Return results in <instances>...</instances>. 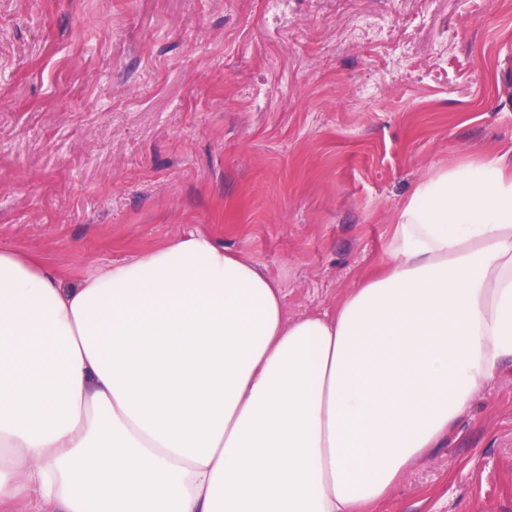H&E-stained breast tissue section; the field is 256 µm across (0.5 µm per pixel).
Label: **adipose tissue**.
<instances>
[{
	"label": "adipose tissue",
	"mask_w": 512,
	"mask_h": 512,
	"mask_svg": "<svg viewBox=\"0 0 512 512\" xmlns=\"http://www.w3.org/2000/svg\"><path fill=\"white\" fill-rule=\"evenodd\" d=\"M512 363V146L437 170L332 313L197 232L0 244V512H372Z\"/></svg>",
	"instance_id": "ef3b65f1"
}]
</instances>
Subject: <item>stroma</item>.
<instances>
[{
    "instance_id": "35a3bbf8",
    "label": "stroma",
    "mask_w": 512,
    "mask_h": 512,
    "mask_svg": "<svg viewBox=\"0 0 512 512\" xmlns=\"http://www.w3.org/2000/svg\"><path fill=\"white\" fill-rule=\"evenodd\" d=\"M512 144V0H0V243L203 232L324 314L439 168ZM375 512H512V369Z\"/></svg>"
}]
</instances>
